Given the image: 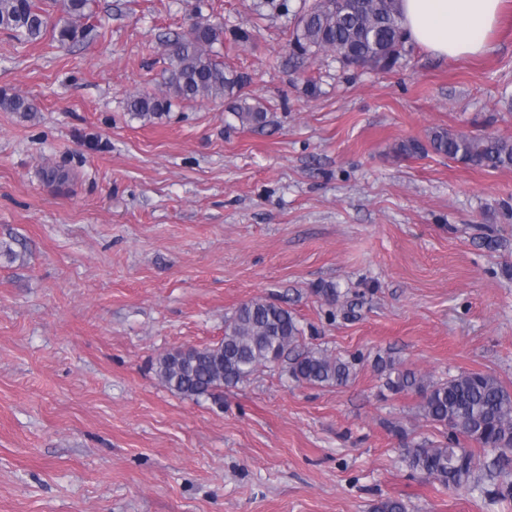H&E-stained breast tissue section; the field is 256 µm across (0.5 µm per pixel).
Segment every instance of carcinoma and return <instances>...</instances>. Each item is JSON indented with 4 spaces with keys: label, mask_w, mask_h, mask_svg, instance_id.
Returning a JSON list of instances; mask_svg holds the SVG:
<instances>
[{
    "label": "carcinoma",
    "mask_w": 512,
    "mask_h": 512,
    "mask_svg": "<svg viewBox=\"0 0 512 512\" xmlns=\"http://www.w3.org/2000/svg\"><path fill=\"white\" fill-rule=\"evenodd\" d=\"M53 2L59 4L58 16L35 0H0V29L24 42H34L48 32L61 44L84 37L77 21L86 16L90 0ZM406 42L399 0H303L289 46L301 59L326 54L347 68L387 71L398 63ZM222 43L224 26L203 19L193 22L186 35L167 40L168 95L134 94L127 100L128 111L146 124L168 112L173 98H223L230 102L231 115L239 126H267V107L258 100L248 102L242 94L248 77L228 69L214 51V45ZM0 111L28 117L37 106L28 97L1 94ZM431 152L476 168L512 169L511 138L435 127L423 141L407 139L394 147L401 157ZM302 335L291 311L264 298H253L224 321L223 339L185 355L171 350L158 358L155 372L168 389L191 399H219L224 390L280 362L287 363L289 375L303 384L337 387L353 379L356 359L302 350ZM380 364L390 390H413L421 397L425 420L483 448L512 450V392L494 376L463 371L432 381L400 367L393 359H382ZM405 453L410 468L425 472L445 487L476 485L483 476L494 482L498 500H512V473L499 464L479 473L473 453L462 452L451 436L436 445L408 447Z\"/></svg>",
    "instance_id": "1"
}]
</instances>
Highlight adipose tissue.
I'll use <instances>...</instances> for the list:
<instances>
[{"label": "adipose tissue", "mask_w": 512, "mask_h": 512, "mask_svg": "<svg viewBox=\"0 0 512 512\" xmlns=\"http://www.w3.org/2000/svg\"><path fill=\"white\" fill-rule=\"evenodd\" d=\"M503 0H400L409 39L437 56L455 60L487 53Z\"/></svg>", "instance_id": "ef3b65f1"}]
</instances>
